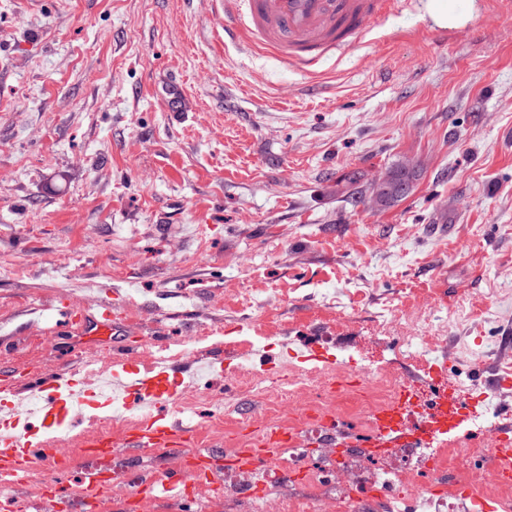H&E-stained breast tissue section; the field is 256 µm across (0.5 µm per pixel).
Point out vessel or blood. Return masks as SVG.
I'll return each instance as SVG.
<instances>
[{
    "label": "vessel or blood",
    "mask_w": 512,
    "mask_h": 512,
    "mask_svg": "<svg viewBox=\"0 0 512 512\" xmlns=\"http://www.w3.org/2000/svg\"><path fill=\"white\" fill-rule=\"evenodd\" d=\"M398 4L399 0H224V36L233 42L247 37L260 40L286 63L310 69L327 54L362 39ZM118 325L109 305H100L92 315L65 306L58 309L52 330L56 336H95L106 344L114 367L108 391L90 389L79 373L57 369L0 378V512H24L23 504L6 495L5 489L27 477L37 460L54 474L43 485V500L49 502L53 512H68L70 500L56 477L69 469L70 460L59 456L42 434L71 426L75 406L106 408L116 394L127 403L148 406L150 412L122 441H114L108 431L83 435L86 485L100 488L120 480V472L106 469L105 463L129 449L174 460L160 475L138 481L136 498L154 499L164 491L184 499L192 474L219 485L217 472L209 469L204 454L194 449L192 432L161 411L163 405L177 400L184 368L161 362L156 369L141 372L135 345L116 338ZM414 392V386L403 385L393 402L373 418L371 436L356 441L342 438V446L379 450L424 447L446 440L460 426L464 408L450 402L447 390L437 387L432 391L433 417L425 421L416 408ZM299 441L298 435L270 430L260 443L235 449V462L268 475L275 472L281 449L297 446ZM490 454L499 478L511 481V422L494 427Z\"/></svg>",
    "instance_id": "vessel-or-blood-1"
}]
</instances>
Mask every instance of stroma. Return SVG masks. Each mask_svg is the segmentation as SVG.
<instances>
[{
	"label": "stroma",
	"instance_id": "1",
	"mask_svg": "<svg viewBox=\"0 0 512 512\" xmlns=\"http://www.w3.org/2000/svg\"><path fill=\"white\" fill-rule=\"evenodd\" d=\"M454 27L407 0L316 73L224 40L213 0H0V367L83 369L50 305L109 303L129 336L162 327L181 364L216 349L182 421L223 465L267 427L293 374L307 413L361 382V352L401 380L464 378L512 412V0H465ZM403 166L411 193L344 201ZM433 337L425 366L402 351ZM264 373L272 392L244 382ZM223 397L222 429L210 428ZM108 512H136L126 456ZM263 488L195 492L199 512H259Z\"/></svg>",
	"mask_w": 512,
	"mask_h": 512
}]
</instances>
